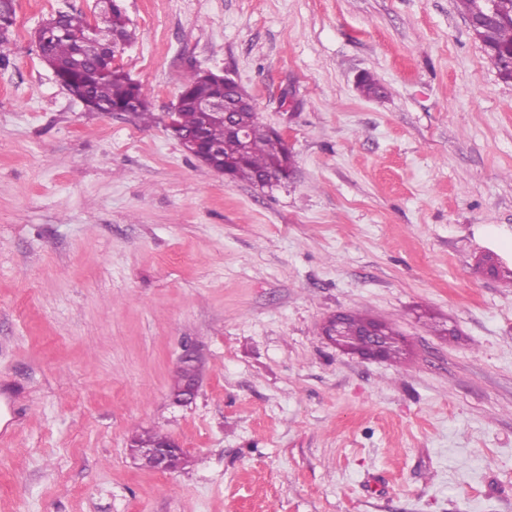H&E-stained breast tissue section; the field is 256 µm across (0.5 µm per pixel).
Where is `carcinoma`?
<instances>
[{"mask_svg":"<svg viewBox=\"0 0 512 512\" xmlns=\"http://www.w3.org/2000/svg\"><path fill=\"white\" fill-rule=\"evenodd\" d=\"M506 13L492 15L493 23L484 31L474 28L476 38L505 82H512V62L505 56L512 54V0H501ZM16 22L15 0H0V46L7 44ZM130 20L118 5L100 4L95 21L81 12H56L49 16L34 32V40L42 61L56 77L71 83L84 92L92 102H101L120 110L134 99L142 100L138 116L150 125L155 117L144 100L141 86L134 82L124 67L113 62L115 51L135 39ZM181 95L183 106L178 115V131L193 133L206 131L212 143L224 145V159L230 162L229 177L238 182L255 183L263 173L286 171L293 168V157L285 141L264 126L255 111L238 113V121L249 130L253 149L239 150L237 142L226 132L224 121L196 108L200 98L224 96V83L203 79L194 71L186 76ZM369 317L357 312L347 316L343 345L355 353L364 349L361 327Z\"/></svg>","mask_w":512,"mask_h":512,"instance_id":"carcinoma-1","label":"carcinoma"}]
</instances>
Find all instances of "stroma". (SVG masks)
I'll use <instances>...</instances> for the list:
<instances>
[{"label":"stroma","mask_w":512,"mask_h":512,"mask_svg":"<svg viewBox=\"0 0 512 512\" xmlns=\"http://www.w3.org/2000/svg\"><path fill=\"white\" fill-rule=\"evenodd\" d=\"M157 118L86 111L17 0L0 66V512H512V83L456 0H122ZM226 71L288 184L210 170L163 124ZM377 97L356 88L363 74ZM392 322L400 364L329 344ZM449 321L457 339L418 321ZM203 364L173 405L184 345ZM137 429L189 452L135 463ZM369 319H371V317L357 312H350L347 316L344 326L345 340L342 343L351 351L349 354H353L364 349L365 343L361 336V327ZM191 377V368L179 369L175 375L173 390L183 385L186 379ZM199 375L187 381L178 393L171 394V400L175 404L184 405L190 403L196 396L199 388Z\"/></svg>","instance_id":"stroma-1"}]
</instances>
